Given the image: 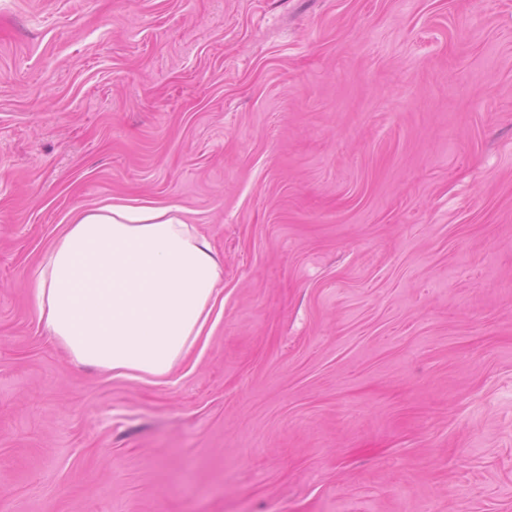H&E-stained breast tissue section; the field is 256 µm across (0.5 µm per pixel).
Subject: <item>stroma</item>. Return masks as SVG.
<instances>
[{"instance_id":"1","label":"stroma","mask_w":512,"mask_h":512,"mask_svg":"<svg viewBox=\"0 0 512 512\" xmlns=\"http://www.w3.org/2000/svg\"><path fill=\"white\" fill-rule=\"evenodd\" d=\"M106 200L222 260L159 383L37 321ZM0 512H512V0H0Z\"/></svg>"}]
</instances>
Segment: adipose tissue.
<instances>
[{"label": "adipose tissue", "mask_w": 512, "mask_h": 512, "mask_svg": "<svg viewBox=\"0 0 512 512\" xmlns=\"http://www.w3.org/2000/svg\"><path fill=\"white\" fill-rule=\"evenodd\" d=\"M221 273L210 243L174 207L103 202L43 254L35 312L75 361L162 380L203 335Z\"/></svg>", "instance_id": "obj_1"}]
</instances>
